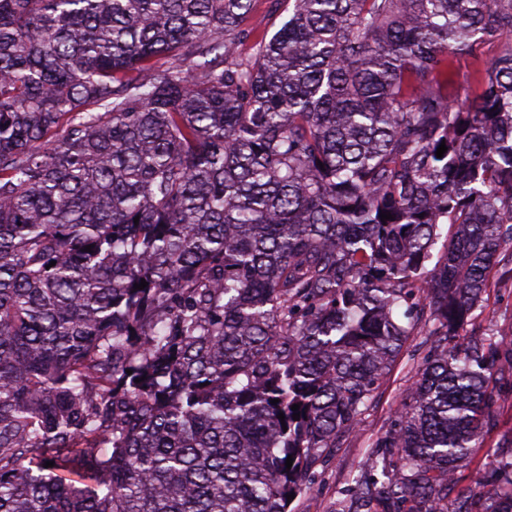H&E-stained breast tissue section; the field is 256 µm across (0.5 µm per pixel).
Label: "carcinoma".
I'll list each match as a JSON object with an SVG mask.
<instances>
[{
  "label": "carcinoma",
  "instance_id": "1",
  "mask_svg": "<svg viewBox=\"0 0 512 512\" xmlns=\"http://www.w3.org/2000/svg\"><path fill=\"white\" fill-rule=\"evenodd\" d=\"M276 2L0 0V512H290L414 336L336 512H512V0ZM253 11L248 25L257 33L264 31L267 40L275 33L283 20L273 0H253ZM493 270L484 301L459 330L458 341L491 336L504 351L512 349V250L507 248ZM495 408L499 412V423L496 428L487 433L481 447L474 448L470 462L465 469L458 473V487H474L478 472L488 471L494 463L493 451L502 442L512 440V394L498 393Z\"/></svg>",
  "mask_w": 512,
  "mask_h": 512
}]
</instances>
